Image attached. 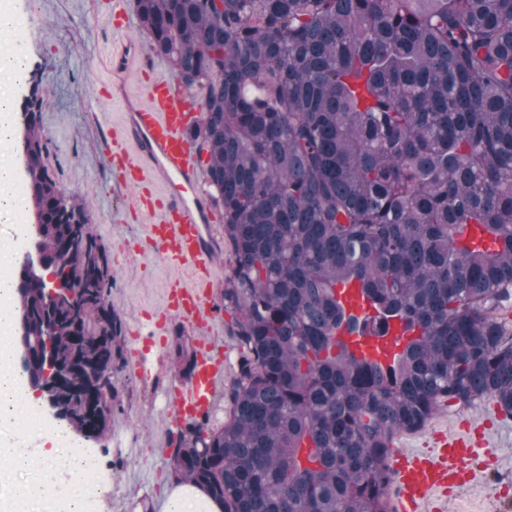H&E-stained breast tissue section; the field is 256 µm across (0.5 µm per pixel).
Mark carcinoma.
Segmentation results:
<instances>
[{
	"label": "carcinoma",
	"instance_id": "1",
	"mask_svg": "<svg viewBox=\"0 0 512 512\" xmlns=\"http://www.w3.org/2000/svg\"><path fill=\"white\" fill-rule=\"evenodd\" d=\"M180 82L204 92L190 137L232 246L229 413L178 431L171 470L224 512H388L396 438L443 405L512 416V0H136ZM33 86L20 112L30 240L80 289L48 298L20 264L22 374L97 439L123 324L85 206L49 173ZM412 333L391 367L336 339V286ZM181 375L194 349L176 338Z\"/></svg>",
	"mask_w": 512,
	"mask_h": 512
}]
</instances>
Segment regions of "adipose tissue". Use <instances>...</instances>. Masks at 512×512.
Returning a JSON list of instances; mask_svg holds the SVG:
<instances>
[{
  "label": "adipose tissue",
  "instance_id": "ef3b65f1",
  "mask_svg": "<svg viewBox=\"0 0 512 512\" xmlns=\"http://www.w3.org/2000/svg\"><path fill=\"white\" fill-rule=\"evenodd\" d=\"M31 67L28 52L0 55V512H91L97 460L74 436H54L38 399L14 363V288L5 269L24 253V177L11 156L17 96ZM198 485L172 475L160 512H223Z\"/></svg>",
  "mask_w": 512,
  "mask_h": 512
}]
</instances>
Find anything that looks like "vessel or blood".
<instances>
[{
	"label": "vessel or blood",
	"mask_w": 512,
	"mask_h": 512,
	"mask_svg": "<svg viewBox=\"0 0 512 512\" xmlns=\"http://www.w3.org/2000/svg\"><path fill=\"white\" fill-rule=\"evenodd\" d=\"M192 116L188 96L170 79L160 77L151 84L147 102L129 113L121 137L107 135L102 143L107 158L120 142L133 145L122 182L139 183L151 175L170 187L160 218L147 227L148 240L170 264L190 270L191 282L178 281L168 288L166 311L171 319L193 326L200 336L190 379L172 389L170 417L176 425L202 420L224 378V350L214 340L220 311L210 300L216 244L207 226L210 203L198 190L208 156L192 145L188 135ZM336 335L357 356L384 365L393 363L407 341L396 323L383 336H361L343 328ZM475 454L464 439L451 438L429 457L393 455L400 500L414 505L439 489L466 484Z\"/></svg>",
	"instance_id": "obj_1"
}]
</instances>
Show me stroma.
<instances>
[{
	"mask_svg": "<svg viewBox=\"0 0 512 512\" xmlns=\"http://www.w3.org/2000/svg\"><path fill=\"white\" fill-rule=\"evenodd\" d=\"M110 0H9L21 16L20 37L32 58L22 95L38 89L46 110L41 124L47 138L53 178L85 205L94 235L106 252L113 277L110 302L123 321L124 366L112 373L117 393L103 437L87 440L98 458L99 483L94 512H158L170 471L177 426L170 419V386L180 384L171 351L175 337H194L192 327L172 323L164 341L152 336L151 318L162 312L164 294L175 280L188 281L186 269L165 262L146 238L153 218L137 204L141 191L161 199L165 187L143 182L122 184L115 166L101 152L105 133H120L131 100L145 99L154 75L172 77L169 62L157 56L138 26L117 28L108 20ZM139 54L124 73L112 71V58L128 45ZM218 245L210 297L222 306L217 338L232 383L239 358L233 337L236 315L224 308L231 273V246L224 237V211L214 208L209 225ZM470 431L481 440L471 465L473 481L452 488L442 501L446 512H512V418L484 399L469 410L441 407L419 431L400 434L395 451L426 450L442 435Z\"/></svg>",
	"mask_w": 512,
	"mask_h": 512,
	"instance_id": "1",
	"label": "stroma"
}]
</instances>
